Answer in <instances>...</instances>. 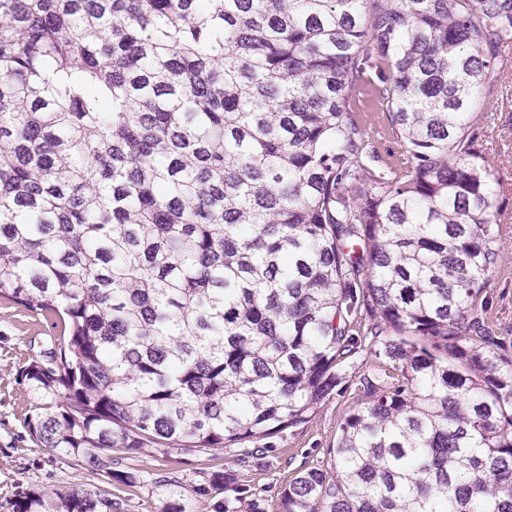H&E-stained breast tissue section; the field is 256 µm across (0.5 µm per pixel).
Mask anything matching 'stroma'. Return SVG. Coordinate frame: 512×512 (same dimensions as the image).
Listing matches in <instances>:
<instances>
[{"instance_id": "1", "label": "stroma", "mask_w": 512, "mask_h": 512, "mask_svg": "<svg viewBox=\"0 0 512 512\" xmlns=\"http://www.w3.org/2000/svg\"><path fill=\"white\" fill-rule=\"evenodd\" d=\"M488 84L492 92L478 98L475 111L481 117L482 150L500 184L497 205L507 245L505 264L487 287L491 301L488 326L504 339L505 355L512 358V61L499 59ZM356 100V118L374 141L379 167L394 165L400 159L401 146L372 87L361 88ZM58 334L55 317L33 315L21 305L0 300V512H15L19 493L31 489L41 492L45 501L54 502L78 487L105 486L101 476L78 466L59 450L37 446L25 422L33 398L18 372L51 347ZM386 363L384 356L358 349L339 365V384L307 423L257 444L244 461L236 448L208 456L190 450L164 454L152 448L133 455L113 452L115 469L141 478L134 485L116 482L105 486L118 505L117 512H160L166 499L160 481L173 476L186 489L189 512H211L210 500L196 497L191 488L213 471L231 474L237 483L248 485L266 512H275L281 490L301 471L318 468L328 481H335L338 427L360 404L364 376Z\"/></svg>"}]
</instances>
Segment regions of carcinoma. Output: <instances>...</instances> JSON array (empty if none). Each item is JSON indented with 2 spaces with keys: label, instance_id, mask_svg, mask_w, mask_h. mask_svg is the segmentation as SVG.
Instances as JSON below:
<instances>
[{
  "label": "carcinoma",
  "instance_id": "carcinoma-1",
  "mask_svg": "<svg viewBox=\"0 0 512 512\" xmlns=\"http://www.w3.org/2000/svg\"><path fill=\"white\" fill-rule=\"evenodd\" d=\"M507 38L512 0H0V299L60 320L21 372L31 435L134 484L113 451L306 422L366 338L391 365L339 426L336 481L302 471L279 512H512V360L484 294L499 184L473 118ZM371 73L402 147L384 172L354 115ZM167 485L162 512H188Z\"/></svg>",
  "mask_w": 512,
  "mask_h": 512
}]
</instances>
